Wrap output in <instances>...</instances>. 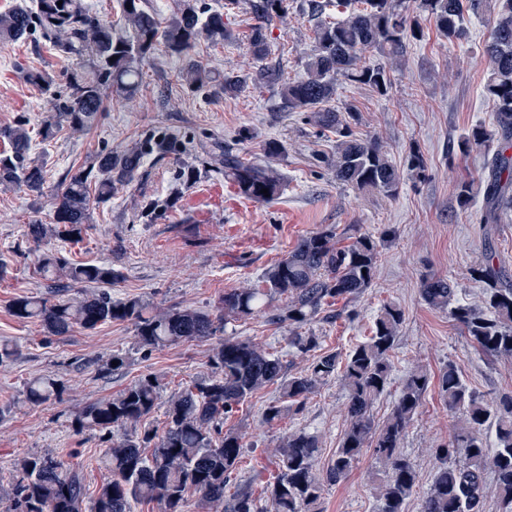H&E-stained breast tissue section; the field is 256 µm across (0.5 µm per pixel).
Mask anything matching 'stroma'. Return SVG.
Wrapping results in <instances>:
<instances>
[{"label": "stroma", "instance_id": "1", "mask_svg": "<svg viewBox=\"0 0 512 512\" xmlns=\"http://www.w3.org/2000/svg\"><path fill=\"white\" fill-rule=\"evenodd\" d=\"M302 2L288 0L287 15L270 27L268 61L287 79L302 75L313 46L316 20L303 11ZM225 21L234 40L202 45L203 54L214 70L227 76L254 70L250 0H238ZM420 25L422 37L409 41L392 66L386 95L341 82L333 100L336 109L357 112L355 133L376 138L397 168L400 184L393 195L337 183L322 162L332 151L334 133L307 124L302 113L283 111L274 88L251 85L219 96L184 91L175 84L181 59L162 49L145 68L141 92L131 99L109 95L91 129L66 128L53 140L34 139L30 155L44 160L45 177L52 186L100 148L117 153L153 134L181 142V159L147 158L141 180L118 189L111 202L94 208L82 240L51 243L67 261L112 264L117 276L111 293L116 299L138 298L157 310L194 308L214 315L224 293L258 284L266 268L304 236L331 229L343 246L360 233L381 236L382 242L371 286L351 301L331 302L307 325L296 328L259 314L219 322L217 332L203 339L147 350L139 345L129 322L94 330L77 327L68 335L51 336L39 322L12 316L10 304L16 296L50 295L35 271L37 254L26 233L31 217L47 224L53 213L50 201L35 208L23 191L0 192V258L9 269L0 278V342L16 349L13 359L0 363V506L12 494L15 460L47 450L79 469L88 496H95L109 478L99 464L104 444L98 435L73 432L67 419L70 411L152 375L160 379L162 389L142 425L163 429L170 396L209 375L212 350L228 336L279 356L293 374L307 368L312 358L293 352L290 336H316L319 354H343L370 336L380 309L394 303L405 317L392 352V383L373 408L375 422L389 415L403 376L417 365L435 376L452 361L480 396L512 392V358L479 353L448 313L430 308L420 294L422 275L432 274L454 282L458 301L480 304L484 285L470 269L490 253L512 280V217L483 224L479 208L467 215L452 211L458 183L480 181L484 152L477 149L460 158L450 155V145L474 126L495 130L493 105L484 92L489 71L480 55L491 25L488 16L467 15L466 35L454 46L441 36L432 18L422 17ZM70 66L45 41L0 44V129L24 117L38 122L49 107L48 94L28 82L23 69L50 72L61 85ZM270 139L285 147L278 164L283 188L273 201L244 198L210 165L208 151L216 142L243 161L264 163L263 145ZM414 152L427 165L421 179L408 167ZM183 164L197 172L191 183L176 181ZM167 197L172 203L166 213L148 220L145 204ZM115 352L123 354L125 368L102 374L103 359ZM44 375L64 381L65 388L58 398L32 405L25 398V385ZM275 395L272 387L260 391L224 421L244 443L231 485L249 487L256 495L274 470L276 450L288 432L304 429L320 435L316 470L322 473L347 428L340 380L321 386L300 411L267 424L262 412ZM452 433L453 417L437 387H430L403 442L417 472L406 512H420L434 473L433 450L447 443ZM378 468L371 452H364L344 480L324 485L321 512H376Z\"/></svg>", "mask_w": 512, "mask_h": 512}]
</instances>
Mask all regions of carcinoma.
Instances as JSON below:
<instances>
[{
	"label": "carcinoma",
	"mask_w": 512,
	"mask_h": 512,
	"mask_svg": "<svg viewBox=\"0 0 512 512\" xmlns=\"http://www.w3.org/2000/svg\"><path fill=\"white\" fill-rule=\"evenodd\" d=\"M62 5H57V2ZM119 24L91 12L81 0H17L0 11V43L39 35L63 58L72 61L66 72L67 91H56L47 115L33 129L25 119L0 132L10 150L0 152V191L20 189L34 204L48 197L53 222L38 219L28 224L27 237L35 246L53 239L81 240L89 229L95 206L112 200L115 190L130 186L140 176L148 156L165 158L183 152L178 140L158 134L135 141L120 153L101 150L90 155L79 169L58 185L46 184L44 163L30 157L32 134L53 139L65 126L86 130L104 111L108 91L119 96L137 95L144 67L157 47L182 58L175 78L182 87L198 92L234 93L240 80L217 74L208 60L195 51L203 40L219 44L232 37L224 13L201 7V0H179L177 10L161 21L145 7V0H122ZM318 19L314 45L304 73L284 81L279 70L258 67L255 80L278 86L282 107L301 112L310 124L336 134L334 151L325 159L336 182L358 190L398 191L400 176L374 139L357 136L352 125L357 114L331 105L341 79L364 85L383 95L391 85L390 70L383 64H366L361 55L378 50L390 57L403 54L408 38L421 35L418 15L434 18L440 34L453 44L464 36L463 11L487 10L491 34L482 48L490 71L485 94L493 102L500 145L484 165L480 185L462 181L457 186L456 210L467 212L476 194L482 195L480 223L499 224L512 211V0H336L343 18H323L327 3L308 0ZM256 24L250 38L251 52L261 62L269 54L268 26L288 13L287 0H254ZM29 82L49 91L55 77L46 71L27 70ZM489 134L474 127L453 145L466 156L482 145ZM283 146L265 143V164L242 161L230 150L214 147V165L236 185L238 192L255 202H269L282 189L277 167ZM268 190V194L261 190ZM379 241L360 234L347 247L338 246L332 230L299 240L293 250L271 264L260 284L224 294L217 318L197 310L158 311L140 299L114 300L108 286L116 277L110 263H71L53 253L38 255L37 269L56 300L20 296L11 313L20 320L41 323L51 336H65L74 328L94 330L114 321H130L138 343L158 348L182 341L206 338L215 331L214 320H238L272 312V319L298 326L310 323L330 301H350L375 277ZM485 284L483 305L455 300L451 280L425 275L423 301L446 310L481 352L512 358V284L502 283L500 270L488 256L472 268ZM83 291L75 298L68 293ZM404 320L396 304L383 306L375 318L371 336L342 356L316 357L307 369L286 374L280 357L266 353L249 341L233 337L213 350L211 373L172 396L165 411L166 429L126 433L155 408L160 380L146 376L110 398L88 403L69 416L79 433L103 436L101 456L111 479L95 498L85 502V484L79 470L47 451L19 459L12 497L4 512H134L141 501L156 500L164 512H183L190 493L208 502L224 503V488L237 471L244 448L242 436L223 431L224 417L269 385L280 395L263 411L272 424L292 411L328 381L339 378L345 389L348 427L336 448L325 477L315 465L322 448L320 437L305 429L288 434L275 462V475L265 482L263 494L272 512H318L323 482L338 483L353 470L367 449L382 466L384 477L375 490L378 512H405L417 474L401 450L402 441L418 413L432 377L416 366L398 388L391 413L380 424L373 420L374 404L391 384L390 353L398 341ZM289 347L307 354L318 347L315 336H291ZM60 380L51 377L28 382L27 401L40 405L59 396ZM441 400L454 415L448 443L435 448L437 467L422 498L421 512H486V479L492 477L500 512H512V393L493 399L469 390L461 369L446 364L438 376ZM123 434L116 438L114 432ZM494 435V444L488 436ZM229 512H259L253 493L242 488L233 496Z\"/></svg>",
	"instance_id": "obj_1"
}]
</instances>
